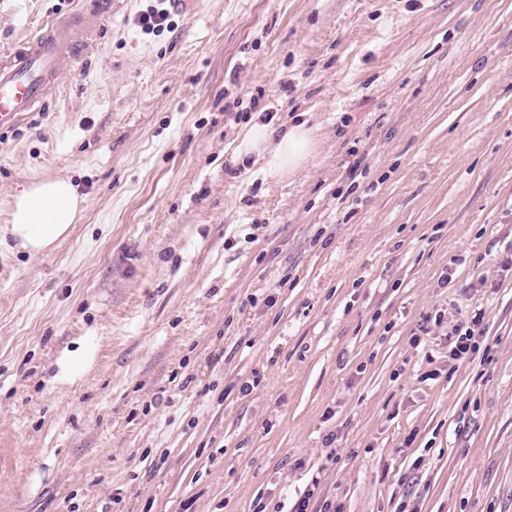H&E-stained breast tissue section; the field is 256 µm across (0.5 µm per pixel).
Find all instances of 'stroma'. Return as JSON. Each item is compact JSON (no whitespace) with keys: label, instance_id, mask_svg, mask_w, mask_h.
Here are the masks:
<instances>
[{"label":"stroma","instance_id":"1","mask_svg":"<svg viewBox=\"0 0 512 512\" xmlns=\"http://www.w3.org/2000/svg\"><path fill=\"white\" fill-rule=\"evenodd\" d=\"M157 5L0 0L78 59L0 135V512H512V0ZM47 177L85 210L31 257ZM279 138L268 163L270 172L275 174L300 168L311 155L312 130L302 122L288 127ZM82 202L67 179L31 183L13 198L7 233L29 256H39L68 236L82 211ZM473 327H467L464 332L461 329L458 330L457 338L454 342V346L450 351V356L454 360L464 359L469 352L476 349L475 340V327L477 323H472Z\"/></svg>","mask_w":512,"mask_h":512}]
</instances>
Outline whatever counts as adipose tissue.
Listing matches in <instances>:
<instances>
[{"label": "adipose tissue", "instance_id": "1", "mask_svg": "<svg viewBox=\"0 0 512 512\" xmlns=\"http://www.w3.org/2000/svg\"><path fill=\"white\" fill-rule=\"evenodd\" d=\"M273 137L279 143L269 161L270 172L296 170L310 157L312 131L302 123L280 134L266 126H254L245 135L240 150L251 152ZM81 211L82 200L69 180L43 179L25 186L14 196L6 230L18 248L35 257L65 239Z\"/></svg>", "mask_w": 512, "mask_h": 512}]
</instances>
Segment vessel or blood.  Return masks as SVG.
<instances>
[{"instance_id": "obj_1", "label": "vessel or blood", "mask_w": 512, "mask_h": 512, "mask_svg": "<svg viewBox=\"0 0 512 512\" xmlns=\"http://www.w3.org/2000/svg\"><path fill=\"white\" fill-rule=\"evenodd\" d=\"M70 48L65 28L53 27L0 58V132L14 129L22 117L39 110L55 85Z\"/></svg>"}]
</instances>
